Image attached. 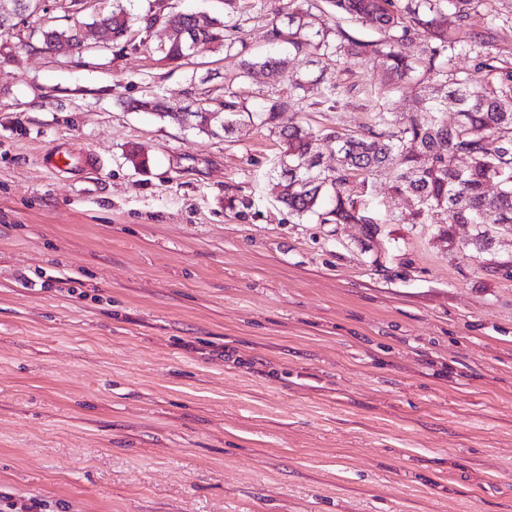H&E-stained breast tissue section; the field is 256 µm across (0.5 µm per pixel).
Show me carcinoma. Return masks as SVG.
Segmentation results:
<instances>
[{
	"instance_id": "cac0c4a2",
	"label": "carcinoma",
	"mask_w": 512,
	"mask_h": 512,
	"mask_svg": "<svg viewBox=\"0 0 512 512\" xmlns=\"http://www.w3.org/2000/svg\"><path fill=\"white\" fill-rule=\"evenodd\" d=\"M125 0L112 3L86 18L66 17L68 23L31 30L25 46L44 50L51 42L72 40L83 25L99 23L112 31V44L119 49L137 50L146 41L134 42L125 32L138 25L148 31L157 21L171 22L187 31L157 48L160 60L183 65L192 57V45L203 41L218 50L234 49L232 32L239 23L229 16H211L199 26L194 15L148 12L131 13ZM330 12L369 24L382 38L362 40L344 32L340 43L331 44L323 29L312 30L314 14L299 0H286L279 14L286 26L273 24L266 36L290 44L297 54H336L353 61L379 66L388 84L414 82L420 110L403 115L384 100L373 113L372 124L360 134L336 131L324 136L301 124L281 126L280 114L294 111L297 98L272 100L248 119L270 129L279 140V153L273 166L280 193L277 201L291 213L315 216L322 224H361L366 236L381 232L380 225L393 220L371 209L364 199L353 195L350 182L360 180L370 195L374 176L390 175L391 190L411 201L408 224H432L440 217L439 237L455 248L451 229L455 224H475L478 229L461 248L481 259L489 256L494 268L512 266V260H498L493 251L500 237L512 234V70L491 64L485 50L496 38L495 26L482 33L468 28L470 10L477 0H324ZM434 41L422 77L415 76L416 65L407 48L420 34ZM471 51L480 57L472 71L452 73L440 62L444 52ZM289 58L266 57L246 60L241 77L278 76L288 67ZM293 89L317 96L315 104L337 103L341 87L319 76L308 79L295 75ZM453 107L458 119L448 125L443 112ZM132 110L149 112L161 119L174 120L163 100L151 95L129 103ZM240 110L235 96L224 99V108L205 107L192 118V129L208 136L229 134L238 123ZM334 140L340 146L336 168H321L317 142ZM467 165L456 164L458 158Z\"/></svg>"
}]
</instances>
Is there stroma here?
<instances>
[{
    "label": "stroma",
    "instance_id": "stroma-1",
    "mask_svg": "<svg viewBox=\"0 0 512 512\" xmlns=\"http://www.w3.org/2000/svg\"><path fill=\"white\" fill-rule=\"evenodd\" d=\"M246 46L191 62L148 50L56 55L0 37V495L50 512H512V275L395 221L299 218L276 200L274 136L210 137L128 109L155 93L256 112L288 93L240 76L290 57L347 93L282 122L359 132L382 96L365 64L295 56L266 31L280 0H246ZM512 68V0H480ZM137 149L148 160L134 168ZM289 58L266 57L244 60L241 77L253 79L258 75L268 78H275L288 67Z\"/></svg>",
    "mask_w": 512,
    "mask_h": 512
}]
</instances>
